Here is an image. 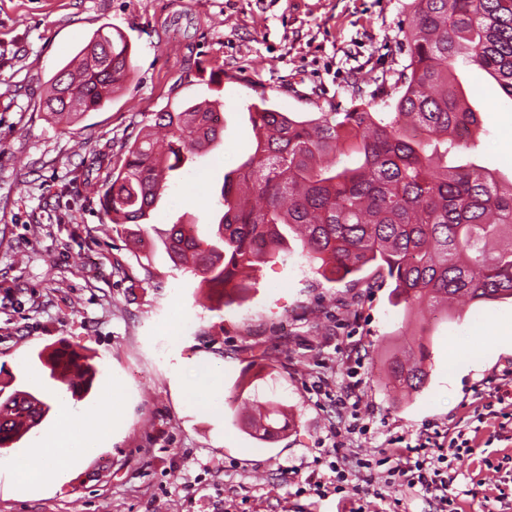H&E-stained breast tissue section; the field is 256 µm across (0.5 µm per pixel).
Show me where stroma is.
Wrapping results in <instances>:
<instances>
[{
  "instance_id": "1",
  "label": "stroma",
  "mask_w": 512,
  "mask_h": 512,
  "mask_svg": "<svg viewBox=\"0 0 512 512\" xmlns=\"http://www.w3.org/2000/svg\"><path fill=\"white\" fill-rule=\"evenodd\" d=\"M411 0H0V391L31 392L49 412L0 451V512H434L420 493L385 498L355 479L317 496L308 476L333 466L393 464L392 446L465 433L473 452L454 466L466 512H512V348H492L489 321L512 320V299L391 303L392 283H329L296 238L263 264L244 298L212 307L163 245L152 253L112 232L85 177L96 151L120 164L152 113L217 101L224 130L151 214L206 235L225 174L252 151L249 109L260 99L302 118L346 111L356 89L392 93L409 59L402 45ZM104 27L125 33L132 77L103 108L70 127L49 120V79ZM224 73L210 82L208 70ZM479 119L482 165L512 178V100L483 71L463 74ZM176 323V334L166 326ZM66 342L99 370L82 399L62 396L41 355ZM480 349L454 370L448 346ZM427 349L419 390L393 389L390 361ZM216 398L191 391L213 375ZM121 388L123 415L92 450L58 460L60 479L18 487L5 467L27 456L60 408L109 417L103 392ZM347 408H339L338 398ZM270 402L288 427L274 441L249 421ZM360 432L335 448L333 427Z\"/></svg>"
}]
</instances>
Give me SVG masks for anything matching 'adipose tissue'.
Returning a JSON list of instances; mask_svg holds the SVG:
<instances>
[{
	"mask_svg": "<svg viewBox=\"0 0 512 512\" xmlns=\"http://www.w3.org/2000/svg\"><path fill=\"white\" fill-rule=\"evenodd\" d=\"M91 423H94L92 416H76L68 410H61L56 427L41 439L35 450L11 464L9 474L12 480L41 486L55 483L58 479L57 459H76L88 452L85 430Z\"/></svg>",
	"mask_w": 512,
	"mask_h": 512,
	"instance_id": "1",
	"label": "adipose tissue"
}]
</instances>
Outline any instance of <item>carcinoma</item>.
Returning <instances> with one entry per match:
<instances>
[{"label":"carcinoma","mask_w":512,"mask_h":512,"mask_svg":"<svg viewBox=\"0 0 512 512\" xmlns=\"http://www.w3.org/2000/svg\"><path fill=\"white\" fill-rule=\"evenodd\" d=\"M409 63L396 79L395 111L378 112L374 99L345 112L301 119L267 105L249 112L254 152L224 177L220 210L206 238L185 225L158 229L147 208L169 187L172 172L194 162L220 139L213 102H184L152 114L120 166L103 153L98 194L113 228L156 233L170 259L185 266L197 287L230 304L255 287L254 273L288 252V237L328 282L374 266L387 272L396 303L409 310L512 297V179L501 180L475 159L479 120L458 81L459 65L485 71L512 101V0H413L404 30ZM134 71L125 35L100 29L50 80L42 106L58 124L98 110ZM88 375L91 357L72 349ZM395 387L418 390L423 361L390 363ZM14 392L0 400V449L13 417L32 405Z\"/></svg>","instance_id":"cac0c4a2"}]
</instances>
